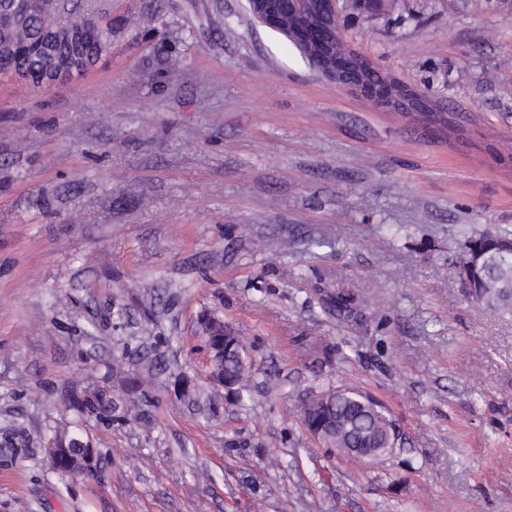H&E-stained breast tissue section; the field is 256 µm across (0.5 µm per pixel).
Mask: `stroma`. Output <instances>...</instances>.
Returning a JSON list of instances; mask_svg holds the SVG:
<instances>
[{
  "mask_svg": "<svg viewBox=\"0 0 512 512\" xmlns=\"http://www.w3.org/2000/svg\"><path fill=\"white\" fill-rule=\"evenodd\" d=\"M339 7L433 119L338 87L247 0H112L90 71L0 77V512H512V320L457 267L512 231V6ZM208 317L251 401L210 383ZM339 385L399 427L384 464L306 429ZM74 439L93 467L64 477Z\"/></svg>",
  "mask_w": 512,
  "mask_h": 512,
  "instance_id": "obj_1",
  "label": "stroma"
}]
</instances>
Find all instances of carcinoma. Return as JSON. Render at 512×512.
Returning a JSON list of instances; mask_svg holds the SVG:
<instances>
[{
	"label": "carcinoma",
	"mask_w": 512,
	"mask_h": 512,
	"mask_svg": "<svg viewBox=\"0 0 512 512\" xmlns=\"http://www.w3.org/2000/svg\"><path fill=\"white\" fill-rule=\"evenodd\" d=\"M99 20L95 37L78 44L74 35L88 21ZM48 32L60 39L49 50L42 41ZM112 47V4L104 0H63L60 7L27 16L11 27L0 26V75L18 79L20 85L42 82L46 68L62 58L79 56L78 73H87ZM512 231L484 232L466 239L459 267L470 269L467 296L504 318H512ZM236 354L215 357L213 368L224 372L235 385L237 397L249 392L251 363L239 338H232ZM304 423L321 430L318 439L347 456L351 448L374 450L370 462L378 464L390 455L387 435L397 427L373 397L353 388L338 386L305 397Z\"/></svg>",
	"instance_id": "obj_1"
}]
</instances>
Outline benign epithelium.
Segmentation results:
<instances>
[{
    "label": "benign epithelium",
    "instance_id": "7a95c632",
    "mask_svg": "<svg viewBox=\"0 0 512 512\" xmlns=\"http://www.w3.org/2000/svg\"><path fill=\"white\" fill-rule=\"evenodd\" d=\"M339 0H289L294 21L287 22L278 9V0H248L252 16L264 26L278 31L295 42L303 55L328 79L340 86L350 87L371 97L382 105L395 106L406 112H428L430 104L425 99L391 79L381 77L373 82L364 76V71L376 67L362 56L352 54L342 59H333L328 54L330 46L343 38L338 10ZM53 5L51 0L35 4L31 0H12L0 8V24L9 25L26 15L33 6ZM91 455L72 461L67 449H54L53 461L64 464L77 473L90 466Z\"/></svg>",
    "mask_w": 512,
    "mask_h": 512
}]
</instances>
